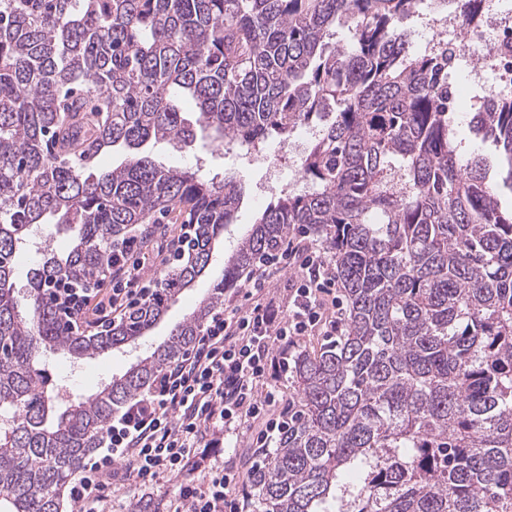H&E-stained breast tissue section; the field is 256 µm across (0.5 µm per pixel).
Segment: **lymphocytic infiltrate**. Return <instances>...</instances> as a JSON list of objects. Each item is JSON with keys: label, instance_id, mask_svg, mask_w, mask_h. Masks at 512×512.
<instances>
[{"label": "lymphocytic infiltrate", "instance_id": "f902f5d3", "mask_svg": "<svg viewBox=\"0 0 512 512\" xmlns=\"http://www.w3.org/2000/svg\"><path fill=\"white\" fill-rule=\"evenodd\" d=\"M127 250L112 264L111 294L94 288L70 296L66 316L73 328L93 311L105 320L124 316L147 305L163 286L168 259L151 260L135 236ZM286 268L295 275L277 301L269 297L266 282L271 270ZM335 295L334 270L313 245L291 241L261 261L240 304L215 312L184 355L113 415L97 454L84 462L69 488L71 512H125L112 490L116 477L149 489L165 474L177 487L170 512H243L236 494L239 472L219 462L199 475V450L259 418L265 427L256 443L269 446L286 419L268 415L283 399L268 374L274 369L287 378L290 351L300 337L342 334ZM118 461L124 465L120 475L113 470Z\"/></svg>", "mask_w": 512, "mask_h": 512}]
</instances>
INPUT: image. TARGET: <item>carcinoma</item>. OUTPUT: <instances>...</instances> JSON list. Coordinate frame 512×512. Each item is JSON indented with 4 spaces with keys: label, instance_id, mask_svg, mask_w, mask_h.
<instances>
[{
    "label": "carcinoma",
    "instance_id": "1",
    "mask_svg": "<svg viewBox=\"0 0 512 512\" xmlns=\"http://www.w3.org/2000/svg\"><path fill=\"white\" fill-rule=\"evenodd\" d=\"M424 0H0V512H59L112 415L189 348L242 274L288 235L319 237L347 299L339 339L292 359L277 447L249 474L256 512H512V208L455 132L448 49L410 50ZM469 30L485 0H430ZM352 33L330 44L336 23ZM192 99L196 117L176 104ZM305 123L307 190L269 202L223 277L163 341L79 401L42 355L118 350L150 332L234 222L232 176L140 148L197 132L261 151ZM512 184V94L471 116ZM127 151L100 171L95 159ZM195 225L171 286L104 332L71 333L50 289L91 288L143 224ZM36 224L71 232L30 271ZM41 229L34 232L29 246L21 252L15 274L16 301L18 310L25 313L29 305L27 272L42 261L44 247L56 252H64L70 245L69 236L58 230L55 224H41Z\"/></svg>",
    "mask_w": 512,
    "mask_h": 512
}]
</instances>
